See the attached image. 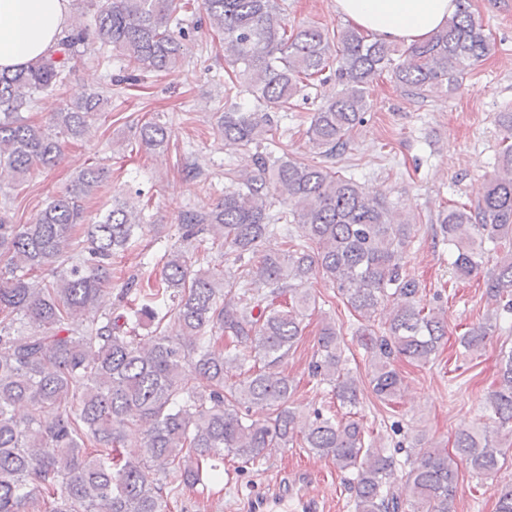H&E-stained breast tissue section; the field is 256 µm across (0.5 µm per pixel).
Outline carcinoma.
I'll return each instance as SVG.
<instances>
[{"mask_svg":"<svg viewBox=\"0 0 512 512\" xmlns=\"http://www.w3.org/2000/svg\"><path fill=\"white\" fill-rule=\"evenodd\" d=\"M81 2L94 12V28L76 17L44 56L0 72V184L22 186L60 162L65 142L91 135V116L108 104L101 93L66 104L47 126L23 115L37 95L65 84L71 60L99 42L133 72L174 70L192 50L198 7L224 47L227 91L243 85L257 103L224 107V146L253 144L256 152L251 170L224 173L223 199L180 218L182 242L194 249L208 236L235 270L196 269L189 251L174 248L160 257L158 277L123 284L119 313L99 311L98 301L142 217L114 194L101 219L87 220L84 203L102 187L103 171L78 173L29 224L12 223L8 208L0 209V512H167L179 487L221 478L216 462L224 456L255 466L297 437L351 473L355 512H404L393 455L355 419L301 418L288 405L295 386L281 367L307 312L316 310L309 285L317 278L337 288L360 323L369 384L381 401H394L403 388L397 362L429 363L447 335L444 315L419 306V282L406 268L410 219L385 196L366 195L332 160L348 149L370 108L369 87L384 72L423 98L453 88L483 60L489 37L469 0H458L446 27L403 51L353 26L290 25L280 0ZM328 70L341 89L317 106L306 130L324 161L274 156L272 113L309 99ZM498 125L502 149L480 200L437 216L454 252V276L485 271L493 309L461 338L473 354L512 315V111L499 113ZM135 137L155 150L170 135L166 124L148 120ZM276 235L286 249L265 250ZM488 244L500 256L486 271ZM168 318L176 338L162 327ZM150 326L154 336L146 341L139 330ZM317 344L312 377L332 387L341 406L356 408L359 381L336 321L322 322ZM233 370L242 379L228 386L224 376ZM487 404L511 440L512 350L502 356ZM254 407L268 416L251 418ZM132 427L145 433L139 459L121 452ZM503 457L475 429L458 431L450 451L418 448L405 470L410 512H454L458 465L492 480Z\"/></svg>","mask_w":512,"mask_h":512,"instance_id":"1","label":"carcinoma"}]
</instances>
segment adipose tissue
<instances>
[{"instance_id": "adipose-tissue-1", "label": "adipose tissue", "mask_w": 512, "mask_h": 512, "mask_svg": "<svg viewBox=\"0 0 512 512\" xmlns=\"http://www.w3.org/2000/svg\"><path fill=\"white\" fill-rule=\"evenodd\" d=\"M337 13L385 41L411 45L443 28L456 0H335ZM69 0H0V70L36 60L68 24Z\"/></svg>"}]
</instances>
